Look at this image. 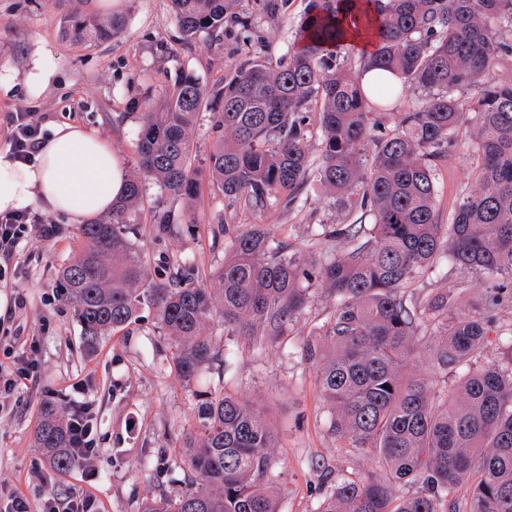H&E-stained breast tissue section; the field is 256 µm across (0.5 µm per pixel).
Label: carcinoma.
I'll return each instance as SVG.
<instances>
[{"label":"carcinoma","instance_id":"1","mask_svg":"<svg viewBox=\"0 0 512 512\" xmlns=\"http://www.w3.org/2000/svg\"><path fill=\"white\" fill-rule=\"evenodd\" d=\"M182 34L217 39L224 19L249 21L237 0H170ZM376 32L358 72L327 59L346 48L348 23ZM512 0H310L288 63L275 68L245 61L213 88L191 71L139 129V175L112 207L106 223L80 225L85 248L60 273L87 349L149 312L169 339L171 361L189 380L218 360L213 329L252 340L283 334L308 302L302 282L314 280L336 296L324 334L305 342L302 358L315 370L330 408L329 427L378 455L385 478L336 483L319 512H438L437 502L472 483L467 512H512V349L507 366L472 369L483 354L489 325L512 286V78L486 74L512 42ZM118 22L77 13L62 37L75 44L109 40ZM392 81L368 89L367 72ZM425 92L426 103L389 130L372 109L386 107L400 86ZM480 88L463 107L451 90ZM212 147L201 163L191 134L208 97ZM473 126L476 183L440 223L435 206L439 162ZM319 134L321 154L310 158ZM174 199L194 201L208 187L230 201L264 210L310 181L319 182L336 209L370 215L372 227L339 224L330 232L341 250L313 263L297 248L276 244L252 224L231 239L219 269L201 284L150 277L125 228L142 195V179ZM477 275L492 292L472 311L457 307L447 288L422 304L408 289L438 261ZM431 342L432 366L464 372L453 396L441 395L413 364L418 336ZM195 430L182 437L188 483L173 498H150L141 512H277L269 478L276 435L266 414L249 401L203 392L196 396ZM35 439L62 468L65 421L59 405L41 407ZM419 490L398 498L394 487Z\"/></svg>","mask_w":512,"mask_h":512}]
</instances>
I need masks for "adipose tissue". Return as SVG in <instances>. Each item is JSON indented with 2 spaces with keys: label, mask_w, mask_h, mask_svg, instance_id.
<instances>
[{
  "label": "adipose tissue",
  "mask_w": 512,
  "mask_h": 512,
  "mask_svg": "<svg viewBox=\"0 0 512 512\" xmlns=\"http://www.w3.org/2000/svg\"><path fill=\"white\" fill-rule=\"evenodd\" d=\"M127 173L111 147L76 123L54 125L31 161L0 152V213L41 206L71 224L111 211L126 192Z\"/></svg>",
  "instance_id": "1"
}]
</instances>
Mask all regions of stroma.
<instances>
[{
  "label": "stroma",
  "instance_id": "stroma-1",
  "mask_svg": "<svg viewBox=\"0 0 512 512\" xmlns=\"http://www.w3.org/2000/svg\"><path fill=\"white\" fill-rule=\"evenodd\" d=\"M268 16L264 0H239L249 29L226 22L220 40L207 35L184 39L169 0H119L111 11L121 28L111 40L75 46L62 39L64 11L56 0H0V71L11 78L0 90V151L7 150V118L28 112L46 123L73 122L104 139L128 174L136 172V135L145 118L171 91L176 76L192 71L213 87L229 69L247 60L286 63L309 0H279ZM45 61L51 82L41 94L26 85L32 59ZM469 127L437 171L436 209L448 218L460 194L475 184ZM167 209L176 230L153 223ZM194 223H186V213ZM38 218L11 262L0 286V512L10 498L23 496L41 512L48 495L66 500L88 488L79 468L60 472L37 447L42 404L81 383L97 426L96 452L87 463L97 474L92 488L101 512H138L147 498L176 496L185 466L177 442L195 425L198 392L226 393L260 406L273 422L277 446L271 475L279 489L278 512H319L339 476L380 479L376 456L338 440L329 429V408L315 371L302 359L303 343L321 334L335 306L322 284L308 286L309 303L280 336L246 344L216 327L213 346L220 369L185 380L170 364L165 337L152 316L117 331L86 349L71 305L59 288L61 270L77 259L84 242L77 225L38 207ZM131 234L149 275L177 274L201 281L220 265L232 232L265 225L274 241L307 251L314 261L332 257L328 234L344 223L343 213L318 182L308 183L298 205L278 195L254 211L206 190L193 202L161 193L145 182L132 212ZM468 282L458 305L479 303L484 285L476 275L441 265L416 284L419 297Z\"/></svg>",
  "mask_w": 512,
  "mask_h": 512
}]
</instances>
